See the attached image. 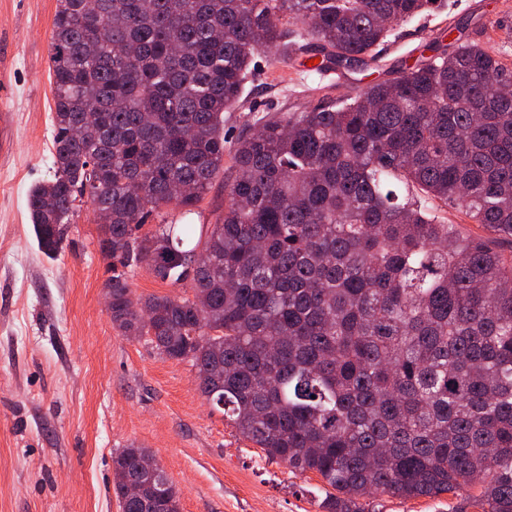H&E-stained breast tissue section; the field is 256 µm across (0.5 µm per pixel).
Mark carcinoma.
Masks as SVG:
<instances>
[{"instance_id": "obj_1", "label": "carcinoma", "mask_w": 512, "mask_h": 512, "mask_svg": "<svg viewBox=\"0 0 512 512\" xmlns=\"http://www.w3.org/2000/svg\"><path fill=\"white\" fill-rule=\"evenodd\" d=\"M57 0L50 57L53 178L28 211L58 252L76 203L105 212L112 325L188 360L198 388L264 458L325 485L322 512L476 485L512 512V69L443 29L433 52L346 100H321L224 146L259 52L322 74L375 64L434 0ZM224 215L191 211L224 170ZM202 249L204 258L192 264ZM191 298L131 306L130 273ZM131 443L112 456L124 512H179V490ZM140 486L129 498L127 485Z\"/></svg>"}]
</instances>
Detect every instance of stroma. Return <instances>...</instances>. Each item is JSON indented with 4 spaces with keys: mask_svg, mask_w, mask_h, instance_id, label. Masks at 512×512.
Here are the masks:
<instances>
[{
    "mask_svg": "<svg viewBox=\"0 0 512 512\" xmlns=\"http://www.w3.org/2000/svg\"><path fill=\"white\" fill-rule=\"evenodd\" d=\"M57 0H0V512H121L112 456L149 448L180 490V512H321L323 484L268 463L201 397L190 362L112 325L91 204L77 209L56 255L38 247L30 190L53 175L51 29ZM465 35L512 68V0H442L388 37L386 62L415 61L441 29ZM304 76L300 58L258 57L239 109L244 122L285 116L327 95L348 98L382 76ZM478 489L438 498L378 496L375 512H457ZM464 507V506H463Z\"/></svg>",
    "mask_w": 512,
    "mask_h": 512,
    "instance_id": "obj_1",
    "label": "stroma"
}]
</instances>
